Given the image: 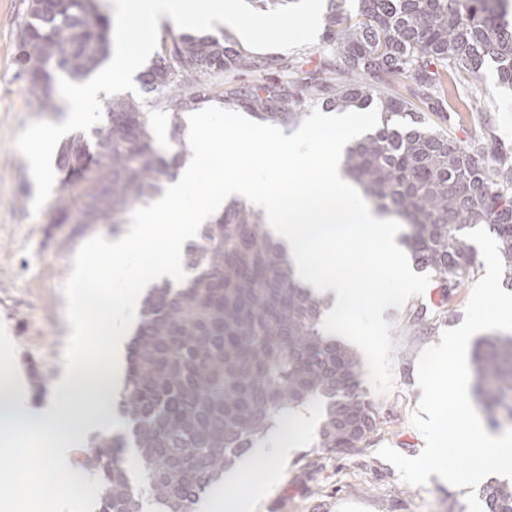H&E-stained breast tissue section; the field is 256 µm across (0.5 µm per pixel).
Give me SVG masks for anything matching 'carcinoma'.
Listing matches in <instances>:
<instances>
[{
	"instance_id": "1",
	"label": "carcinoma",
	"mask_w": 512,
	"mask_h": 512,
	"mask_svg": "<svg viewBox=\"0 0 512 512\" xmlns=\"http://www.w3.org/2000/svg\"><path fill=\"white\" fill-rule=\"evenodd\" d=\"M328 0L315 74L246 86L231 100L259 120L286 128L325 94L339 110L377 109L379 124L350 145L344 175L374 208L407 231L401 243L434 278L441 301L455 295L475 263L466 233L495 235L512 287V149L462 140L426 122L425 105L444 113L455 89L480 92L485 64L512 88V0ZM109 17L98 0H28L17 21V63L41 112H59L57 80L83 83L109 58ZM264 63L210 35L162 38L138 80L143 96L115 94L100 124L58 148L64 184L56 224H123L134 207L160 195L187 154L184 116L224 102V73ZM408 79L413 98L386 88ZM165 115L169 146L156 142ZM186 282L154 285L143 302L119 400L128 438L100 436L80 468L101 482L99 512H197L252 448L299 407L321 413L315 450L357 453L385 423L360 381L356 351L323 328L326 302L293 273L262 216L234 201L186 245ZM407 323L432 334L435 312L409 309ZM474 394L494 426L512 423V336L474 348ZM135 448V464L122 454ZM488 512H512V481L480 489Z\"/></svg>"
}]
</instances>
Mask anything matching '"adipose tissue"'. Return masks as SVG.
<instances>
[{
	"label": "adipose tissue",
	"mask_w": 512,
	"mask_h": 512,
	"mask_svg": "<svg viewBox=\"0 0 512 512\" xmlns=\"http://www.w3.org/2000/svg\"><path fill=\"white\" fill-rule=\"evenodd\" d=\"M317 418L318 414L313 409L288 414L284 426L273 431L264 445L255 448L250 458L225 478V488L255 487L257 474L270 472L274 461L288 458L295 450L298 437L314 433Z\"/></svg>",
	"instance_id": "ef3b65f1"
}]
</instances>
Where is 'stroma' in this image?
<instances>
[{
  "label": "stroma",
  "instance_id": "1",
  "mask_svg": "<svg viewBox=\"0 0 512 512\" xmlns=\"http://www.w3.org/2000/svg\"><path fill=\"white\" fill-rule=\"evenodd\" d=\"M23 0H0V324L7 327L16 346L15 360L25 379L32 406L45 404L65 362L69 335L63 286L79 247L89 238L111 236V226L84 228L53 221L54 204L33 210L35 183L14 139L28 123L60 122L62 113L38 111L27 84L18 73L16 21ZM324 51L323 41L290 51L264 50L269 69L253 73H228L225 92L243 85L282 78L283 67L311 72ZM456 101L469 102L462 121L445 124L442 117L426 113L427 122L447 127L461 139H481L487 132L512 146V91L503 88L494 65L484 70L478 96L469 88L456 93ZM469 288L446 302L447 315L428 336L411 333L405 308H388L383 317L391 326L394 342L393 381L375 389L370 380L362 388L379 406L386 422L372 447L353 455H325L313 451V436L303 437L296 451L280 467L277 481L252 500L250 512H468L467 489L430 476L421 486L405 483L397 469L380 458L377 449L388 445L407 457L419 455L423 435L412 425L421 390L417 383V358L425 348L439 343L440 333L464 320Z\"/></svg>",
  "mask_w": 512,
  "mask_h": 512
}]
</instances>
